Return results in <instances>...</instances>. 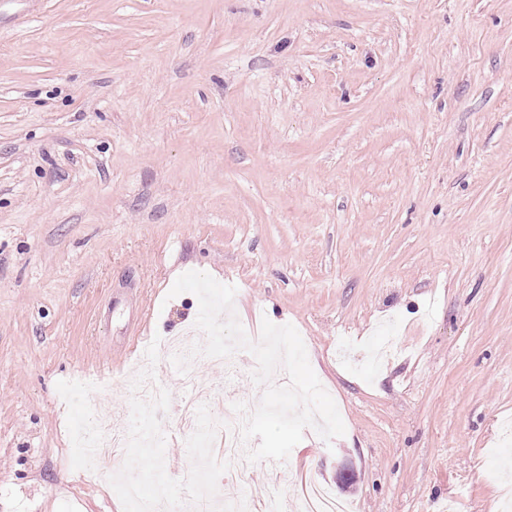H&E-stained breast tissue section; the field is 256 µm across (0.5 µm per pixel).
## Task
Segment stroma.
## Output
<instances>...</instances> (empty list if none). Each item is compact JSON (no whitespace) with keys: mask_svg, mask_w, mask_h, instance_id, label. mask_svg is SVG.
I'll use <instances>...</instances> for the list:
<instances>
[{"mask_svg":"<svg viewBox=\"0 0 512 512\" xmlns=\"http://www.w3.org/2000/svg\"><path fill=\"white\" fill-rule=\"evenodd\" d=\"M188 271L293 325L337 405L280 483L197 450L173 368L116 486L72 445L193 328ZM510 422L512 0H0V512H121L132 477L488 512Z\"/></svg>","mask_w":512,"mask_h":512,"instance_id":"stroma-1","label":"stroma"}]
</instances>
